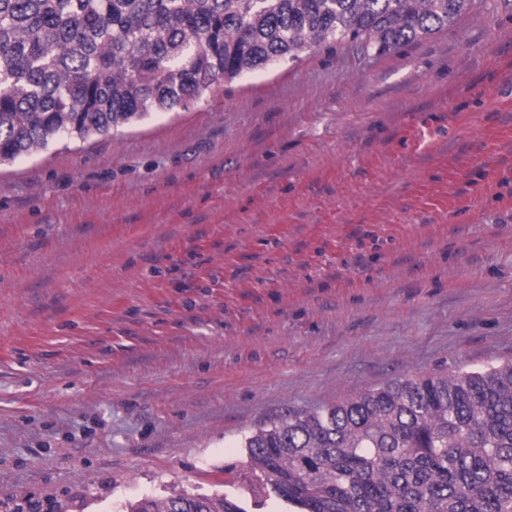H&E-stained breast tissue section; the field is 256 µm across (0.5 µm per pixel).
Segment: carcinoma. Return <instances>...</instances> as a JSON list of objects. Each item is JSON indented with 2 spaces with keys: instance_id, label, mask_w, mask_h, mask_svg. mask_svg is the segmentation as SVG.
I'll use <instances>...</instances> for the list:
<instances>
[{
  "instance_id": "obj_1",
  "label": "carcinoma",
  "mask_w": 512,
  "mask_h": 512,
  "mask_svg": "<svg viewBox=\"0 0 512 512\" xmlns=\"http://www.w3.org/2000/svg\"><path fill=\"white\" fill-rule=\"evenodd\" d=\"M470 0H0V162L106 136L321 46L384 55ZM301 512H512V362L421 374L246 438ZM14 512H62L27 501ZM130 512H243L174 492Z\"/></svg>"
}]
</instances>
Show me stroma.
Segmentation results:
<instances>
[{
    "label": "stroma",
    "mask_w": 512,
    "mask_h": 512,
    "mask_svg": "<svg viewBox=\"0 0 512 512\" xmlns=\"http://www.w3.org/2000/svg\"><path fill=\"white\" fill-rule=\"evenodd\" d=\"M512 360V0L0 165V512H244L245 439ZM131 512H244L226 495L203 496L173 492L161 499H145L130 506Z\"/></svg>",
    "instance_id": "obj_1"
}]
</instances>
